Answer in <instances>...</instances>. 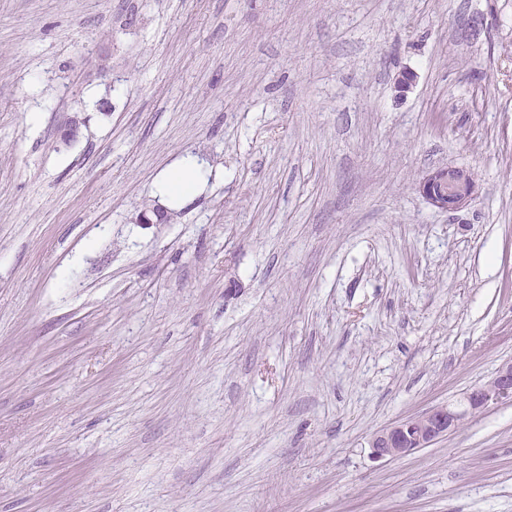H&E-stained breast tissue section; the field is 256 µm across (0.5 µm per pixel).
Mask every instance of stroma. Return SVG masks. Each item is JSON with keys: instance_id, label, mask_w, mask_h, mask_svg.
I'll list each match as a JSON object with an SVG mask.
<instances>
[{"instance_id": "obj_1", "label": "stroma", "mask_w": 512, "mask_h": 512, "mask_svg": "<svg viewBox=\"0 0 512 512\" xmlns=\"http://www.w3.org/2000/svg\"><path fill=\"white\" fill-rule=\"evenodd\" d=\"M510 361L512 0H0V512H512ZM204 180L202 167L193 160H187L162 180L159 191L172 203H179L185 197L195 194ZM419 191L433 207L456 211L474 199L478 183L469 170L448 165L429 171L420 181ZM498 404H512L511 362L502 365L491 380L466 393L460 404L436 406L376 432L370 441L371 453L378 459L406 456L453 431L467 414Z\"/></svg>"}]
</instances>
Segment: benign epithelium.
<instances>
[{"label": "benign epithelium", "instance_id": "benign-epithelium-1", "mask_svg": "<svg viewBox=\"0 0 512 512\" xmlns=\"http://www.w3.org/2000/svg\"><path fill=\"white\" fill-rule=\"evenodd\" d=\"M81 125L82 120L76 116L66 119L61 127V139L65 142L78 139ZM419 191L433 207L456 211L474 199L478 183L469 170L448 165L429 171L420 181ZM498 404H512L511 362L502 365L491 380L466 393L463 402L436 406L376 432L370 441L372 454L377 459L406 456L453 431L464 416Z\"/></svg>", "mask_w": 512, "mask_h": 512}]
</instances>
